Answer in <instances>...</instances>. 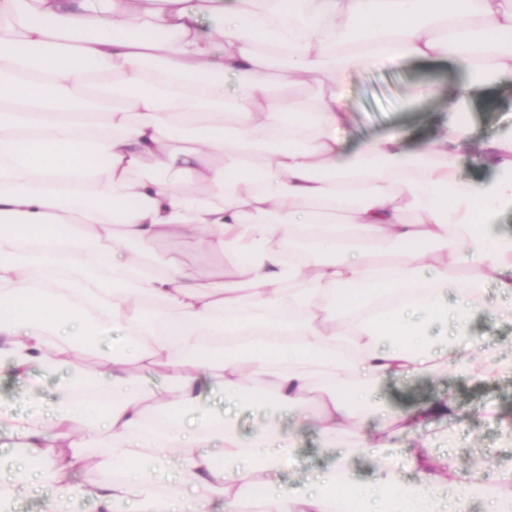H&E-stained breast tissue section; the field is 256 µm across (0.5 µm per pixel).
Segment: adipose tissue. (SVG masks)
I'll return each mask as SVG.
<instances>
[{
	"mask_svg": "<svg viewBox=\"0 0 512 512\" xmlns=\"http://www.w3.org/2000/svg\"><path fill=\"white\" fill-rule=\"evenodd\" d=\"M395 58L465 71L451 127L416 150L397 132L351 148L340 76ZM511 84L512 0H0V366L32 384L60 377L50 407L12 420L0 503L37 485L53 491L47 512H208L214 495L224 512H472L478 495L484 512H512V464L490 489L482 465L426 448L403 462L368 439L370 481L348 450L287 487L276 475L292 435L218 431L198 415L208 389L228 405L273 396L301 417L314 388L329 437L383 380L512 371L471 331L487 285L512 297L499 222L512 212V135L482 144L487 178L459 174L475 90ZM175 127L193 129L189 144ZM198 235L241 257L221 285L152 250ZM301 241L307 256L291 261ZM384 243L394 253L380 260ZM116 326L97 369L73 367ZM134 363L175 384L162 429ZM451 415L440 399L383 417L405 435ZM166 448L181 449L177 463ZM91 464L115 480L73 485Z\"/></svg>",
	"mask_w": 512,
	"mask_h": 512,
	"instance_id": "ef3b65f1",
	"label": "adipose tissue"
}]
</instances>
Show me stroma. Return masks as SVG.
Segmentation results:
<instances>
[{
	"label": "stroma",
	"instance_id": "1",
	"mask_svg": "<svg viewBox=\"0 0 512 512\" xmlns=\"http://www.w3.org/2000/svg\"><path fill=\"white\" fill-rule=\"evenodd\" d=\"M438 78L444 90L427 99L418 111H409L406 101L417 85ZM460 71L441 64L394 60L348 70L341 77L345 94L347 121L342 138L356 144L369 143L393 130L401 131L411 146H419L442 133L448 125L446 89L460 79ZM472 133L475 141H484L512 132V88L486 94L476 93L472 102ZM157 253L177 256L198 277L220 281L225 267L233 263L229 254L212 252L203 239L161 240ZM487 307L473 321L476 335L493 346L501 358L512 357V302L501 299L495 288L486 290ZM57 380L41 378L37 385L20 381L5 366L0 367V446L13 442L11 419L27 414L26 399L37 393L44 404L55 398ZM452 397L458 423L435 435L422 430L392 438L395 452L406 454L423 447L440 452L453 450L460 465L480 461L485 465L487 483H494L498 468L512 463V440L502 423L512 420V375L493 380L459 377L441 370L425 377L391 379L372 391L374 404L425 403L440 397ZM492 407L496 419L483 410ZM276 418L284 432L294 433L298 448L293 461L278 473L281 484L297 486L311 474L331 466L339 452L368 436L381 438L377 413L365 414L334 438H326L313 423L299 422L295 415L272 406L244 405L232 418V426L243 434L255 432L268 418Z\"/></svg>",
	"mask_w": 512,
	"mask_h": 512
}]
</instances>
